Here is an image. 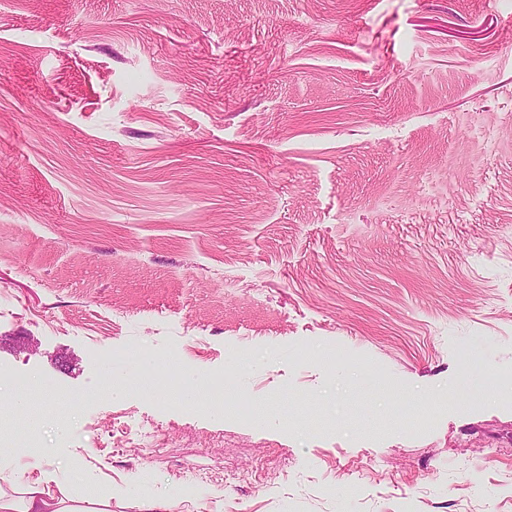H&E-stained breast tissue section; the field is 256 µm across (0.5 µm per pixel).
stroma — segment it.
Here are the masks:
<instances>
[{
  "mask_svg": "<svg viewBox=\"0 0 512 512\" xmlns=\"http://www.w3.org/2000/svg\"><path fill=\"white\" fill-rule=\"evenodd\" d=\"M1 374L85 399L0 475L112 512H512V0H0ZM477 348V346H469L460 352L461 387L467 395L475 393L485 384L481 373L482 357Z\"/></svg>",
  "mask_w": 512,
  "mask_h": 512,
  "instance_id": "1",
  "label": "stroma"
}]
</instances>
